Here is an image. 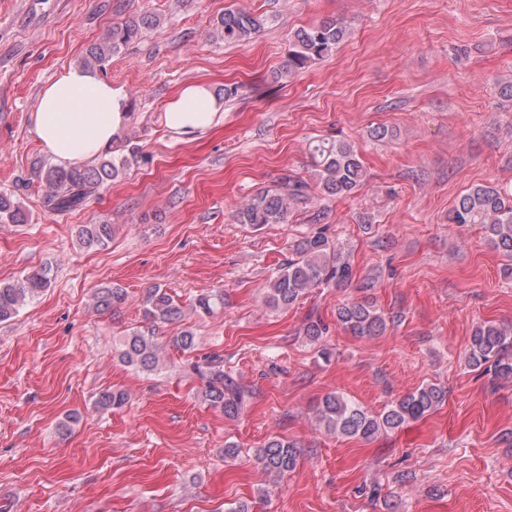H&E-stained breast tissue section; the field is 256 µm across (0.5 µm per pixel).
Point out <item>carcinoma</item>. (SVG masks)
<instances>
[{"label": "carcinoma", "mask_w": 512, "mask_h": 512, "mask_svg": "<svg viewBox=\"0 0 512 512\" xmlns=\"http://www.w3.org/2000/svg\"><path fill=\"white\" fill-rule=\"evenodd\" d=\"M268 23V18L247 11L227 9L217 19L215 30L226 43L246 44ZM161 24L160 17L151 13L138 14L110 27L102 41L93 45L81 60L83 67L103 69L122 48L140 38L143 32ZM348 34L341 20H323L298 29L288 47L280 74L292 75L312 62L332 55ZM313 179L326 198L347 196L365 179L363 162L348 142L315 139L310 143ZM141 158L140 147L128 144L125 153L115 157L112 150L89 164L60 167L40 163L36 174L44 188L42 203L49 211L68 214L83 208L96 197L106 184ZM311 185L293 175L283 178L276 189L258 190L239 208L236 219L241 224L259 228L266 224H281L292 206L312 200ZM27 217L11 194L0 193V223L24 224ZM452 224H478L488 242L512 258V194L488 185H475L457 199L448 213ZM112 235L110 224H83L77 237L86 248L104 245ZM353 280L349 259L335 243L321 232L303 238L295 248V256L269 281L266 302L273 307H288L313 288L342 287ZM50 269L34 268L21 283L0 282V321L13 317L20 306L51 287ZM96 303L104 308L122 304L124 289L103 287L96 290ZM224 306V294H201L196 308L210 315ZM181 310L174 298L161 288L150 290L144 300V317L151 324L145 331H134L120 345L123 363L143 372H154L160 363L161 345L154 336L153 326L173 321ZM338 324L354 336H377L385 331L384 317L368 299H347L336 307ZM469 362L485 367L496 381H512V330L484 323L473 331ZM191 372L202 382L203 397L224 416L239 415L251 392L236 378L224 371V358L211 354L189 364ZM447 397V390L435 384H425L392 402L380 415L369 413L355 401L337 393L324 395L318 403L319 424L338 436L370 440L392 432L411 421L429 415ZM128 396L122 391L104 389L98 392L95 404L103 409L123 407ZM256 460L268 473L284 479L297 466V450L283 437H272L257 450Z\"/></svg>", "instance_id": "obj_1"}]
</instances>
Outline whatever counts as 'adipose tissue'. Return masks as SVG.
Wrapping results in <instances>:
<instances>
[{
  "mask_svg": "<svg viewBox=\"0 0 512 512\" xmlns=\"http://www.w3.org/2000/svg\"><path fill=\"white\" fill-rule=\"evenodd\" d=\"M223 118V102L202 83L184 87L161 115L176 138L206 131ZM129 120L125 88L81 67L67 68L48 83L30 117L44 154L65 167L94 160Z\"/></svg>",
  "mask_w": 512,
  "mask_h": 512,
  "instance_id": "ef3b65f1",
  "label": "adipose tissue"
}]
</instances>
